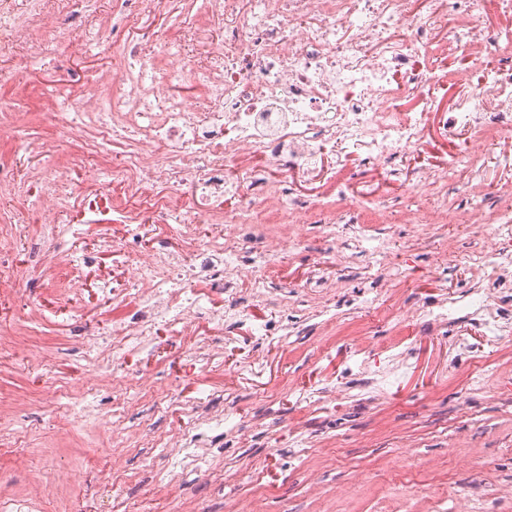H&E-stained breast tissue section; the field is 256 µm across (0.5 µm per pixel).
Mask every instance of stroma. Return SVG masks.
Masks as SVG:
<instances>
[{"label": "stroma", "instance_id": "stroma-1", "mask_svg": "<svg viewBox=\"0 0 512 512\" xmlns=\"http://www.w3.org/2000/svg\"><path fill=\"white\" fill-rule=\"evenodd\" d=\"M59 85L52 63L27 65L21 81H1L0 96H10L24 111L23 129L32 137L48 132L39 99ZM419 158L404 160L398 177L385 180L378 172L353 168L342 177L350 193L368 192L400 200L409 192L407 181ZM124 232L120 224H85L74 245L97 250L96 264L88 268V293L65 303L58 274L33 283L30 298L45 312L27 338L34 359L0 357V394L24 396L29 406L0 425V497L34 496L30 470L52 477L61 466L85 467L93 483L105 478L104 461L112 426V389L102 384L89 400L97 407L88 423L66 416L51 405L54 391L67 388L80 396L83 381L94 367L71 355L73 331L104 335L113 318L126 312L119 290L123 279L104 237ZM307 245L287 253L282 268L289 288L314 287L313 274L322 271L341 280L347 294L338 302L335 320L324 325L304 324L298 336L282 342L272 336L254 343L240 332L224 349L219 363L207 372L191 365L190 339L159 329L155 347L121 357L119 369L153 372L160 383H174L180 397L202 393L233 395L234 419L246 427L242 440L210 432L209 439L222 457L238 460L246 473L236 480L201 481L188 473L172 483L174 497L186 508L207 502L212 512H278L288 500L292 512H394L397 498L412 493L413 512H455L453 501H435L434 487L475 482L489 465L512 474V347L494 346L471 323L457 325L446 335L398 317L399 307L434 300L468 287L464 267L436 275L445 262L425 239L415 237L410 225H396V241L383 267L366 257L352 264L320 265L325 233L321 226L305 227ZM109 280L112 293L99 291ZM378 290L375 303L360 308L351 301L367 290ZM466 337L472 357H458L456 337ZM407 345L410 365L378 400L358 397L317 406L309 394L335 381L354 352L375 361L380 348ZM258 355L263 368L257 375L243 370L248 356ZM130 479L122 498L133 506L149 495L152 479H168L167 471L153 467L145 450L127 455ZM317 474L318 485L308 483ZM346 496H337V489ZM111 494L63 491L40 512H110Z\"/></svg>", "mask_w": 512, "mask_h": 512}]
</instances>
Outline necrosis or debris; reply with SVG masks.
Wrapping results in <instances>:
<instances>
[{
    "label": "necrosis or debris",
    "instance_id": "obj_1",
    "mask_svg": "<svg viewBox=\"0 0 512 512\" xmlns=\"http://www.w3.org/2000/svg\"><path fill=\"white\" fill-rule=\"evenodd\" d=\"M182 2L117 0L112 23L100 24L99 0H0L1 55L58 59L69 44L86 42L112 57L92 75L66 73L79 94L45 96L53 132L43 140L21 134L18 102L0 96V132L10 133L15 153L41 158L22 175L1 159L0 196L34 198L43 237L34 260L17 266L13 255L30 241V227L17 213L0 214V293L25 297L28 284L52 270L64 274L69 299L84 294L90 260L61 240L76 237L75 215L91 218L97 206L68 173L77 168L89 182H104L124 233L103 247L122 268V293L134 305L113 323L108 342L88 334L73 350L93 363L96 379L116 381L115 408L150 397L179 404L188 418L163 439L111 437L107 478L116 492L129 479L124 457L135 444L191 452L209 479L214 468L195 453L196 438L224 423L204 399L180 401L151 374L118 373L116 355L147 345L163 326L193 339L191 361L205 369L224 351L198 337L202 322L229 336L243 323L258 340L287 335V324L253 321L252 310L284 301L274 285L277 263L284 249L304 245L302 225L323 224L339 237L353 232L377 265L389 252L377 225H414L447 253L449 266L467 267L487 285L418 302L406 315L443 332L469 319L486 339L512 344V322L494 307L496 288L512 285V167H502L494 191L482 182L488 144L512 146V0H494L489 28L483 0H199L208 24L176 36L155 26ZM455 58L465 76L449 72ZM187 85L192 94H181ZM432 135L450 150L417 171L415 204L382 199L369 210L346 193L342 172L424 154ZM317 182L335 187L338 205L303 195L302 185ZM229 198L236 206L226 207ZM149 221L173 226L178 248H138ZM448 223L465 225L476 249L454 251L440 232ZM205 224L224 232L206 236ZM245 266L247 304L235 290ZM203 283L226 294L223 311L200 292ZM40 316L29 303L1 325L0 355H31L23 335Z\"/></svg>",
    "mask_w": 512,
    "mask_h": 512
}]
</instances>
